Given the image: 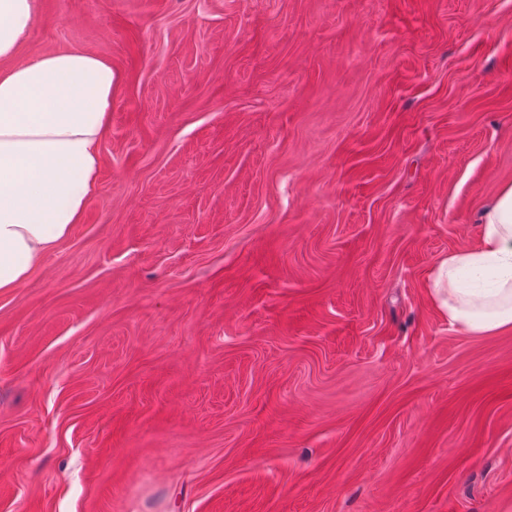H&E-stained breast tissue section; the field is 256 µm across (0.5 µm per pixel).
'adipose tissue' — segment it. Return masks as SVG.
Here are the masks:
<instances>
[{"label":"adipose tissue","mask_w":512,"mask_h":512,"mask_svg":"<svg viewBox=\"0 0 512 512\" xmlns=\"http://www.w3.org/2000/svg\"><path fill=\"white\" fill-rule=\"evenodd\" d=\"M39 0H0V291L23 285L79 223L109 128L112 65L80 51L21 57ZM449 327L512 328V184L484 209L473 245L425 273Z\"/></svg>","instance_id":"1"}]
</instances>
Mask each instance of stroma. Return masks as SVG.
<instances>
[{
    "label": "stroma",
    "instance_id": "1",
    "mask_svg": "<svg viewBox=\"0 0 512 512\" xmlns=\"http://www.w3.org/2000/svg\"><path fill=\"white\" fill-rule=\"evenodd\" d=\"M97 193L0 292V512H512V329L426 268L512 183V0H40Z\"/></svg>",
    "mask_w": 512,
    "mask_h": 512
}]
</instances>
